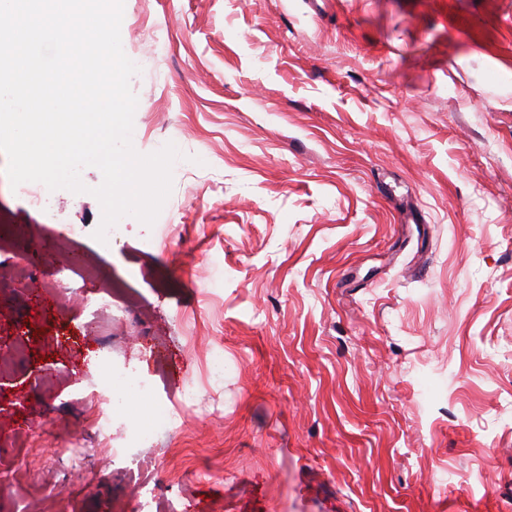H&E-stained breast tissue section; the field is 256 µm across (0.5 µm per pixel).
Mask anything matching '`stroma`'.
Masks as SVG:
<instances>
[{"label":"stroma","instance_id":"1","mask_svg":"<svg viewBox=\"0 0 512 512\" xmlns=\"http://www.w3.org/2000/svg\"><path fill=\"white\" fill-rule=\"evenodd\" d=\"M121 39L182 154L152 226L101 249L0 154V512H512V0H124ZM112 367L172 423L112 415L85 480Z\"/></svg>","mask_w":512,"mask_h":512}]
</instances>
